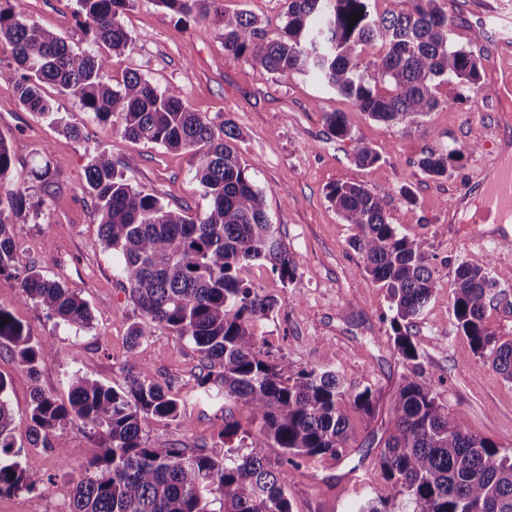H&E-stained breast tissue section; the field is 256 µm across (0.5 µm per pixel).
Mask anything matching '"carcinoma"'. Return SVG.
Wrapping results in <instances>:
<instances>
[{"label":"carcinoma","mask_w":512,"mask_h":512,"mask_svg":"<svg viewBox=\"0 0 512 512\" xmlns=\"http://www.w3.org/2000/svg\"><path fill=\"white\" fill-rule=\"evenodd\" d=\"M154 2L182 19H198L218 11L220 0ZM135 3L75 0L74 14L84 19L89 38L87 48L75 49L31 18L27 0H0V42L11 46L15 63L0 68V81L13 85L24 109L76 141L80 128L69 114L55 110L45 86L72 95L95 119L112 122L126 141L190 154L194 177L210 200L209 208L193 217L132 187L106 149H85L83 190L99 216L100 240L121 257L129 298L145 317L129 326L132 346L150 326L194 343L204 362L199 387L209 398H224V439L237 435L230 407L238 403L250 410L259 433L246 449L230 447L222 455L205 447L149 445L144 419L187 424L190 413L185 402L129 365L115 387L72 372L65 401L34 389L29 445L51 448L76 423L96 441L101 452L83 465L71 512H292L288 466L304 457H342L355 436L347 406L371 419L376 392L346 384L332 369L296 371L284 357L272 360L251 332L274 300L245 283L242 264H268L285 283L296 279V269L263 191L232 146L238 133L228 123L214 124L190 109L181 88L160 89L135 71L114 86L104 81L112 53L131 41L121 15ZM222 16L225 55L246 56L271 74L308 76L384 123L420 122L440 106L435 89L444 79L474 94L482 90L479 60L452 40L439 0H409L408 7L382 14L372 11L371 0H287L284 26L276 35L245 10ZM375 41L387 52L368 59L365 49ZM380 83L392 89L382 93ZM324 122L328 136L353 139L344 113L327 112ZM19 147L0 137V185L9 181ZM450 157L444 149H430L419 166L431 177H445ZM354 160L371 166L379 156L358 141ZM326 198L343 222L354 226L353 248L387 290L393 312L388 342L406 365L378 456L393 496L369 499L354 512H512V455L467 431L423 378L410 328L440 287L427 241L401 234L387 222L386 197L359 185L333 184ZM32 206L26 188L0 194V276L20 280L23 297L48 317L88 328L94 315L77 293L35 264L22 271L16 267L17 221ZM448 287L453 315L468 339L463 355L490 360L512 382V341L501 340L484 323L487 300L499 287L489 263H457ZM0 344L10 346L34 375L56 356L51 344L33 340L3 309ZM7 386L0 375V495L30 493L42 483L40 460L16 448ZM269 448L280 450L275 463L267 457Z\"/></svg>","instance_id":"1"}]
</instances>
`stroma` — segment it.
Instances as JSON below:
<instances>
[{
  "mask_svg": "<svg viewBox=\"0 0 512 512\" xmlns=\"http://www.w3.org/2000/svg\"><path fill=\"white\" fill-rule=\"evenodd\" d=\"M440 4L455 41L479 58L484 90L470 97L456 81L439 84V108L412 127L374 121L308 77L273 75L246 58L225 56L218 16L184 22L155 0H137L122 15L132 42L113 56L105 80L114 84L134 71L157 87H180L193 111L239 130L238 155L252 168L297 274L288 284L262 262L245 263L241 277L276 301L267 316L253 322L254 336L273 356L287 357L295 369H333L353 386L378 390L384 408L406 370L387 341L389 300L351 247L355 229L341 221L326 189L335 183L358 184L386 196L388 222L403 234L427 240L434 275L441 282L412 329L425 377L468 431L512 455V382L487 359L462 358L467 338L453 316L447 286L458 262L489 261L499 286L486 307L485 322L502 340H512V250L496 244L506 230L500 224L469 221L500 150L512 147V123L505 117L512 112V97L495 95L492 89L494 71L512 56V0ZM73 7V0H28L27 9L32 19L83 48L88 40ZM477 30L483 38H474ZM50 95L55 109L69 113L81 127L83 142L26 111L12 85L0 83V137L21 145L9 185L28 189L42 203L17 227V266L37 263L46 276L85 299L95 318L90 328L80 330L47 317L22 298L16 278L0 276V308L57 352L34 376L9 347L0 345V375L8 382L17 443L29 440L34 388L63 400L71 371L112 386L121 382L122 367L132 362L147 380L186 401L191 411L186 426L147 418L143 433L149 444L203 446L217 453L229 445H249L259 427L241 404L232 407L237 436L228 443L221 437L223 404L202 397L197 385L202 359L193 343L152 327L139 345H131L128 327L141 316L119 273L117 255L100 241L97 215L83 191L84 150L100 147L109 149L118 163L126 155L135 156V166L124 172L132 186L189 213L204 211L208 201L189 155L153 143L123 141L115 126L83 112L70 94L54 89ZM328 112L344 113L353 139L327 137ZM358 140L375 150L377 163L362 167L354 162ZM430 148L455 151L447 176L429 177L420 169L418 161ZM45 160L54 174L46 186L32 176L33 167ZM406 188L413 201L405 200ZM350 420L356 435L346 455L304 460L293 470V512H348L353 503L392 495L377 464L378 444L370 437L371 431L380 430V421H367L356 411ZM96 451L80 426L68 427L59 444L39 454L44 474L40 490L0 495V512H68L80 468Z\"/></svg>",
  "mask_w": 512,
  "mask_h": 512,
  "instance_id": "obj_1",
  "label": "stroma"
}]
</instances>
